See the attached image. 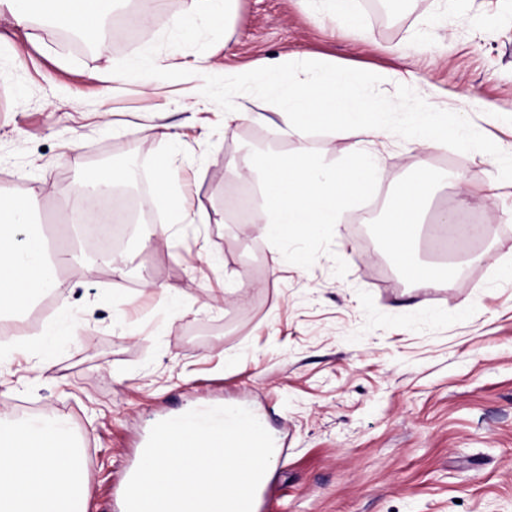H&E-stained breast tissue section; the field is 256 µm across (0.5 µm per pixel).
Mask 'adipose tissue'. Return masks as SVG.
Instances as JSON below:
<instances>
[{
	"mask_svg": "<svg viewBox=\"0 0 512 512\" xmlns=\"http://www.w3.org/2000/svg\"><path fill=\"white\" fill-rule=\"evenodd\" d=\"M112 0H0L10 22L26 26L36 15L61 19L86 36H94ZM234 0H185L181 14L168 21L177 32L199 21H214L229 13ZM318 77L298 78L286 63H262L259 68L227 74L233 85H261L283 117L270 125L277 138L305 135L316 128L328 129L339 139L350 140L348 161L342 167L324 169L306 146L293 156L270 151L246 159L243 166L228 169L231 177L251 172L261 175L263 201L255 223L272 239L307 234L339 223L349 203L367 195L379 177L375 158L364 146L387 138L390 130L373 119L374 106L361 83L340 63L317 64ZM448 104L435 93L423 99V121L408 129L411 140L423 152L444 149L448 128L435 118ZM125 169L113 168L108 177L87 175L77 191L73 210L76 230L97 231L88 219L98 195L126 179ZM447 175L421 166L390 200L386 212V242L393 258L408 276L425 286L456 279L454 269L422 265L412 259L414 233L426 204ZM34 203L16 196L0 206V315L19 310L24 303L58 287L56 264L42 236L29 233ZM83 457L69 437L64 421L47 417L38 421L0 420V512H89L90 504L80 486Z\"/></svg>",
	"mask_w": 512,
	"mask_h": 512,
	"instance_id": "ef3b65f1",
	"label": "adipose tissue"
}]
</instances>
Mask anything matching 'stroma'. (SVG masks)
I'll return each mask as SVG.
<instances>
[{"label":"stroma","instance_id":"obj_1","mask_svg":"<svg viewBox=\"0 0 512 512\" xmlns=\"http://www.w3.org/2000/svg\"><path fill=\"white\" fill-rule=\"evenodd\" d=\"M388 2L358 0L354 31L313 0H236L175 40L167 21L184 0H117L127 35L105 31L83 49L40 18L23 29L0 19V200L36 197L42 225L95 159L133 158L139 200L166 189L205 215L134 225L112 249L119 274L84 247L49 301L17 312L18 338L0 343V409L67 422L91 512H123L124 479L156 423L214 406L249 409L276 440L259 512H512V279L500 275L512 263V0ZM145 54L170 64L131 69ZM302 57L343 63L388 102L378 119L390 135L376 145L386 191L421 156L405 129L425 92L447 96L448 127L474 130L476 146L452 136L426 157L463 179L430 211L478 215L486 235L432 216L415 230L420 261L467 259L460 282L408 278L366 198L301 237L274 241L241 222L237 193L258 186L225 168L297 142L225 125L224 75ZM202 58L213 70L198 103ZM406 70L414 83L376 79ZM112 72L124 81L110 95L101 77ZM162 124L175 139L158 136ZM305 145L336 169L350 142L317 129ZM61 324L68 335L39 342Z\"/></svg>","mask_w":512,"mask_h":512}]
</instances>
